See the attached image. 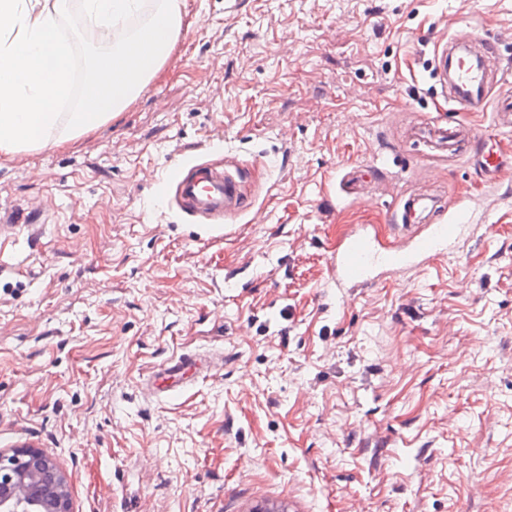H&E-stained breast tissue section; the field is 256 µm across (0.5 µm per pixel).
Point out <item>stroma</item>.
<instances>
[{"label": "stroma", "mask_w": 512, "mask_h": 512, "mask_svg": "<svg viewBox=\"0 0 512 512\" xmlns=\"http://www.w3.org/2000/svg\"><path fill=\"white\" fill-rule=\"evenodd\" d=\"M497 44L483 112H449L436 50ZM512 0H183L162 72L118 117L0 155V453L67 473L73 512H512V168L414 130H507ZM224 164L225 230L171 208L175 164ZM371 171L353 186V170ZM421 197L466 237L421 270L337 294L347 224ZM205 377L166 393L175 354ZM207 369L208 362L205 358L181 354L168 359L158 374L153 377L152 383L158 391H166L170 387L183 386L204 377Z\"/></svg>", "instance_id": "obj_1"}]
</instances>
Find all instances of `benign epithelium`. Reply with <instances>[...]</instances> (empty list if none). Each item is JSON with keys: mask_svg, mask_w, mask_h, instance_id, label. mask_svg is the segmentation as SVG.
Returning <instances> with one entry per match:
<instances>
[{"mask_svg": "<svg viewBox=\"0 0 512 512\" xmlns=\"http://www.w3.org/2000/svg\"><path fill=\"white\" fill-rule=\"evenodd\" d=\"M0 512H72L67 475L37 448L0 454Z\"/></svg>", "mask_w": 512, "mask_h": 512, "instance_id": "obj_1", "label": "benign epithelium"}]
</instances>
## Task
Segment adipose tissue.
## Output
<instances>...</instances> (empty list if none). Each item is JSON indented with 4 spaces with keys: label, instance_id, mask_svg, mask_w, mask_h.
Instances as JSON below:
<instances>
[{
    "label": "adipose tissue",
    "instance_id": "adipose-tissue-1",
    "mask_svg": "<svg viewBox=\"0 0 512 512\" xmlns=\"http://www.w3.org/2000/svg\"><path fill=\"white\" fill-rule=\"evenodd\" d=\"M78 7L98 44L79 61L61 30L69 0H0V155L59 146L108 123L160 73L182 28V0Z\"/></svg>",
    "mask_w": 512,
    "mask_h": 512
}]
</instances>
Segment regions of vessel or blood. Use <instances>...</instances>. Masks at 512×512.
Here are the masks:
<instances>
[{
	"label": "vessel or blood",
	"mask_w": 512,
	"mask_h": 512,
	"mask_svg": "<svg viewBox=\"0 0 512 512\" xmlns=\"http://www.w3.org/2000/svg\"><path fill=\"white\" fill-rule=\"evenodd\" d=\"M452 47L449 41L441 46L440 59L450 62L452 69L451 81L445 86V96L450 104L463 110L484 111L489 85L503 74L497 49L494 43L480 42V59L474 65L451 62L449 52ZM431 129L434 136L445 143L462 140L470 144L476 140L472 129L452 121L433 123ZM166 186L172 190L173 201L183 213L216 224L240 216L249 205L237 175L211 164H198L187 170L176 169ZM423 207L422 200L415 197L403 202L398 223L389 227L391 234L402 240L398 246L383 245L375 225H350L329 257L328 275L334 288L344 293L364 287L381 275L391 276L424 266L436 256L446 253L449 245L463 237L464 225L452 220L416 225V213ZM207 369L205 358L182 354L168 359L152 383L155 389L166 391L203 377Z\"/></svg>",
	"instance_id": "obj_1"
}]
</instances>
